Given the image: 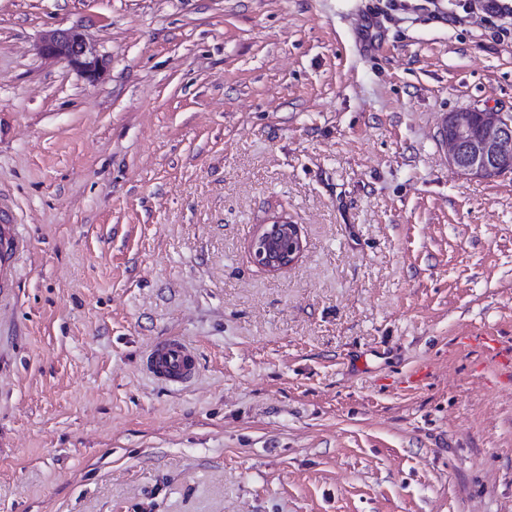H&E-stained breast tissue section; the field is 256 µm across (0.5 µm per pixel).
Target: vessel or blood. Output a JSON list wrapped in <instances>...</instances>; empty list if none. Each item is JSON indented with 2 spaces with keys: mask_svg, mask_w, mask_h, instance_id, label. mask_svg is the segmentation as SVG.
I'll return each instance as SVG.
<instances>
[{
  "mask_svg": "<svg viewBox=\"0 0 512 512\" xmlns=\"http://www.w3.org/2000/svg\"><path fill=\"white\" fill-rule=\"evenodd\" d=\"M26 248L16 225L0 218V303L12 293L16 267ZM144 370L158 382L185 386L197 378L199 365L192 344L179 337H168L150 346Z\"/></svg>",
  "mask_w": 512,
  "mask_h": 512,
  "instance_id": "obj_1",
  "label": "vessel or blood"
}]
</instances>
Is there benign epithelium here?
Here are the masks:
<instances>
[{
  "instance_id": "7a95c632",
  "label": "benign epithelium",
  "mask_w": 512,
  "mask_h": 512,
  "mask_svg": "<svg viewBox=\"0 0 512 512\" xmlns=\"http://www.w3.org/2000/svg\"><path fill=\"white\" fill-rule=\"evenodd\" d=\"M39 53L66 63L92 82L105 73L103 59L79 27L53 32L43 39ZM483 119L478 138L471 133L467 112H452L444 121L450 130L444 137L448 162L464 175L492 177L512 167V120L492 110L483 111ZM302 251L299 226L280 218L264 225L252 243L255 261L271 272L293 265Z\"/></svg>"
}]
</instances>
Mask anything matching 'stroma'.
<instances>
[{
    "label": "stroma",
    "mask_w": 512,
    "mask_h": 512,
    "mask_svg": "<svg viewBox=\"0 0 512 512\" xmlns=\"http://www.w3.org/2000/svg\"><path fill=\"white\" fill-rule=\"evenodd\" d=\"M481 3L0 0V512H512V170L439 137L512 118ZM76 25L97 82L37 50ZM468 112L449 113L444 126L450 133L440 135L448 152V162L464 175L492 177L512 165V120L492 110H481L484 126L477 139L471 133ZM26 249V241L18 232L17 224L1 217L0 202V306L11 296L16 267ZM303 251L298 224L275 219L265 224L252 243L255 261L271 272L293 265ZM144 370L158 382L185 386L197 378L199 365L192 344L180 337H168L150 346Z\"/></svg>",
    "instance_id": "35a3bbf8"
}]
</instances>
